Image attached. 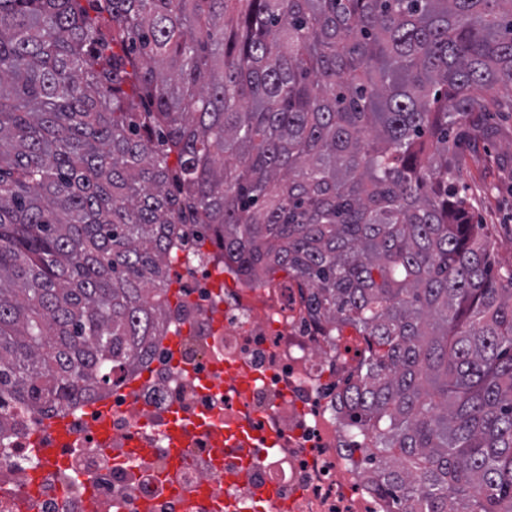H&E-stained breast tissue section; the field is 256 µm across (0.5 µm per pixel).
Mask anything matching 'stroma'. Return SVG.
<instances>
[{"label": "stroma", "mask_w": 512, "mask_h": 512, "mask_svg": "<svg viewBox=\"0 0 512 512\" xmlns=\"http://www.w3.org/2000/svg\"><path fill=\"white\" fill-rule=\"evenodd\" d=\"M454 165L475 230L488 242L496 267L512 266V115H478L463 127Z\"/></svg>", "instance_id": "obj_1"}]
</instances>
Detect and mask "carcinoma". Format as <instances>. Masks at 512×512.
<instances>
[{"label":"carcinoma","mask_w":512,"mask_h":512,"mask_svg":"<svg viewBox=\"0 0 512 512\" xmlns=\"http://www.w3.org/2000/svg\"><path fill=\"white\" fill-rule=\"evenodd\" d=\"M89 2L0 0V417L143 361L189 220L362 338L347 452L391 512H512V270L451 136L512 112V0Z\"/></svg>","instance_id":"obj_1"}]
</instances>
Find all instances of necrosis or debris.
<instances>
[{
  "mask_svg": "<svg viewBox=\"0 0 512 512\" xmlns=\"http://www.w3.org/2000/svg\"><path fill=\"white\" fill-rule=\"evenodd\" d=\"M198 224L176 238L171 276L181 292L166 309L165 334L184 333L178 356L155 343L119 385L102 392L112 406V443L92 439L94 412L69 409L77 439L62 463L40 467L29 445L41 416L16 412L0 431V512H17V495L33 471L41 479L32 512H187L170 483L208 481L231 512H389L368 476L346 453L342 392L360 359L353 336L324 335L307 314L303 288L276 278H224V261ZM185 421L206 415L224 424V459L216 461L204 433L174 475L166 473L162 432L172 406ZM153 455L125 462L131 438ZM277 498L260 502L267 485Z\"/></svg>",
  "mask_w": 512,
  "mask_h": 512,
  "instance_id": "4bbe7bcc",
  "label": "necrosis or debris"
}]
</instances>
